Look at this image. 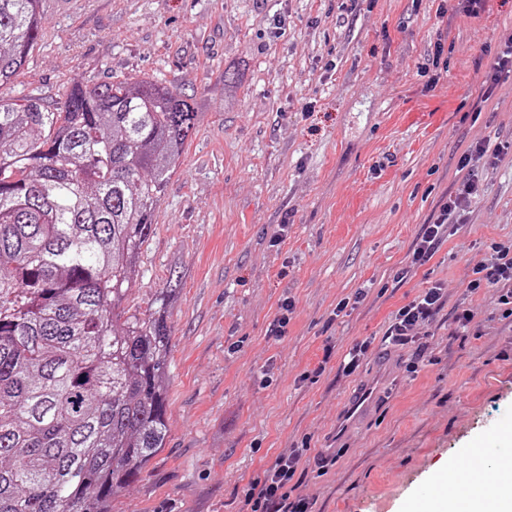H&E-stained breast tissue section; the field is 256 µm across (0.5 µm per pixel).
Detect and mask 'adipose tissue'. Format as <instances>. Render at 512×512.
<instances>
[{
  "label": "adipose tissue",
  "mask_w": 512,
  "mask_h": 512,
  "mask_svg": "<svg viewBox=\"0 0 512 512\" xmlns=\"http://www.w3.org/2000/svg\"><path fill=\"white\" fill-rule=\"evenodd\" d=\"M490 469L495 471V478H487ZM473 472L474 482L468 492L449 499L417 501L414 512H512V458H500L489 466H474Z\"/></svg>",
  "instance_id": "ef3b65f1"
}]
</instances>
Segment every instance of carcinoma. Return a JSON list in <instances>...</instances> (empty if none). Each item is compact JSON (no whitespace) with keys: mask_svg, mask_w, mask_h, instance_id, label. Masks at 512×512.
<instances>
[{"mask_svg":"<svg viewBox=\"0 0 512 512\" xmlns=\"http://www.w3.org/2000/svg\"><path fill=\"white\" fill-rule=\"evenodd\" d=\"M42 28L0 0V88ZM197 113L150 78L0 96V512H112L167 435L172 272L125 302Z\"/></svg>","mask_w":512,"mask_h":512,"instance_id":"1","label":"carcinoma"}]
</instances>
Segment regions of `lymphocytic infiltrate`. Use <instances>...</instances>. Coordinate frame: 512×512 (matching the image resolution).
<instances>
[{
    "label": "lymphocytic infiltrate",
    "instance_id": "lymphocytic-infiltrate-1",
    "mask_svg": "<svg viewBox=\"0 0 512 512\" xmlns=\"http://www.w3.org/2000/svg\"><path fill=\"white\" fill-rule=\"evenodd\" d=\"M511 78L512 32L501 37L483 74L479 87L481 104L492 101L499 87ZM511 153L512 141L493 148L487 139L475 138L465 145L456 164L459 178L454 190L422 226L407 261L395 274L397 280H407L415 270L427 264L441 245L455 235L462 224L468 223L471 204L482 190L480 170L496 166ZM463 285L465 298L453 309L454 335L476 334L475 314L467 299L489 288L494 290L503 316H512V243L495 244L490 258L468 269ZM447 298V283L438 282L422 290L392 316L384 341L407 350L410 373H417L422 365L437 361L432 326ZM335 462L334 455L312 453L306 442L285 449L252 480L241 501L240 512H316V498L298 493L296 478L312 466L319 472H326Z\"/></svg>",
    "mask_w": 512,
    "mask_h": 512
}]
</instances>
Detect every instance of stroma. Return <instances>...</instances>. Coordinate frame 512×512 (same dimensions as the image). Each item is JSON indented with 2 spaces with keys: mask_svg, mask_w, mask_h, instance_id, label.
<instances>
[{
  "mask_svg": "<svg viewBox=\"0 0 512 512\" xmlns=\"http://www.w3.org/2000/svg\"><path fill=\"white\" fill-rule=\"evenodd\" d=\"M40 10L37 45L0 95L50 101L109 74L156 78L198 114L127 298L145 311L179 269L167 441L112 512H239L251 479L305 438L336 453L327 474L299 482L318 512H410L470 449L487 462L512 455V317L462 286L470 262L512 240V154L484 171L468 224L395 278L454 188L461 143L512 141V79L477 123L463 119L484 48L512 31V0H488L476 18L454 0H41ZM438 281L448 284L440 362L411 375L382 336ZM286 297L294 312L277 340L268 330ZM351 298V315L335 316ZM463 298L480 325L466 338L451 333ZM369 336L375 350L355 375L301 381L326 344L340 355ZM370 383L369 411L341 425Z\"/></svg>",
  "mask_w": 512,
  "mask_h": 512,
  "instance_id": "stroma-1",
  "label": "stroma"
}]
</instances>
